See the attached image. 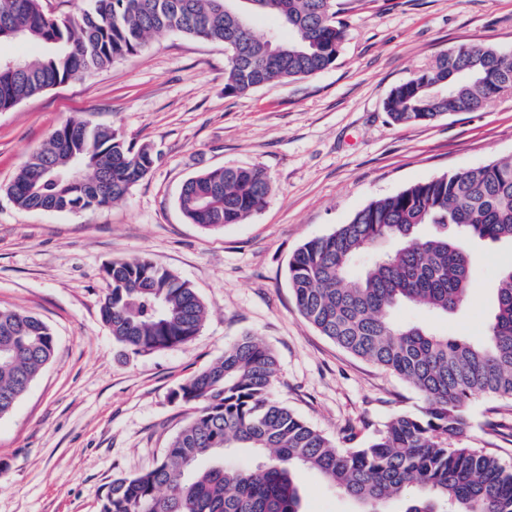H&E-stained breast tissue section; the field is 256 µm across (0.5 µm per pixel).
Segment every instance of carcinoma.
<instances>
[{"instance_id": "1", "label": "carcinoma", "mask_w": 512, "mask_h": 512, "mask_svg": "<svg viewBox=\"0 0 512 512\" xmlns=\"http://www.w3.org/2000/svg\"><path fill=\"white\" fill-rule=\"evenodd\" d=\"M295 33L277 42L224 16V0H86L64 18L40 0H0V41L41 44L43 55L0 71V110L136 53L144 40L177 31L224 47V94L246 95L273 82L334 66L347 23L336 0H259ZM512 91V53L461 44L395 87L385 109L393 123H430L476 112ZM146 146L126 145L106 126L72 119L55 129L16 175L9 194L22 209L93 211L124 198L153 168ZM271 193L254 167L205 170L182 186L185 219L211 230L239 224ZM462 237L512 241V155L411 185L371 202L350 221L305 242L288 280L297 308L320 334L354 357L409 383L425 400L418 413L393 415L362 447L340 448L272 397L277 359L246 334L224 356L187 378L173 399L194 409L153 467L114 479L101 512H302L296 474L317 472L357 512H512V467L463 443L467 410L478 394L512 400V267L496 288L486 339L442 335L402 324L392 311L413 304L432 315L467 299L472 269ZM100 306L112 337L134 353L190 342L206 308L195 289L145 256L112 261ZM55 337L32 314L0 309V417L51 360ZM248 450L257 463L236 468L226 454Z\"/></svg>"}]
</instances>
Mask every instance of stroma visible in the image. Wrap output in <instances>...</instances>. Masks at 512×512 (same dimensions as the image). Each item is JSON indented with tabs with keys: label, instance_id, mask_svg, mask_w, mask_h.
I'll use <instances>...</instances> for the list:
<instances>
[{
	"label": "stroma",
	"instance_id": "obj_1",
	"mask_svg": "<svg viewBox=\"0 0 512 512\" xmlns=\"http://www.w3.org/2000/svg\"><path fill=\"white\" fill-rule=\"evenodd\" d=\"M348 31L330 69L224 93L223 43L178 32L137 54L0 111V308L34 314L53 330V358L0 417V512H100L113 479L149 469L189 420L173 392L244 334L275 352L273 395L336 444L364 443L423 397L356 358L298 312L288 265L310 239L333 232L374 200L512 154V93L476 112L396 125L385 102L396 86L463 43L512 52V0H340ZM70 119L112 127L151 147V172L93 212L23 210L9 187L28 156ZM224 166L258 167L266 207L207 231L177 205L183 183ZM475 286L456 312L430 318L404 305L400 322L482 342L512 243L462 239ZM146 256L189 281L207 317L188 344L135 354L100 314L112 260ZM464 441L512 466V401L475 396ZM303 512H354L311 471L300 472Z\"/></svg>",
	"mask_w": 512,
	"mask_h": 512
}]
</instances>
